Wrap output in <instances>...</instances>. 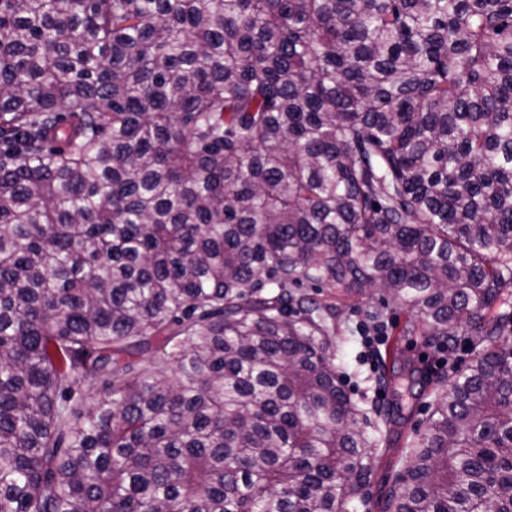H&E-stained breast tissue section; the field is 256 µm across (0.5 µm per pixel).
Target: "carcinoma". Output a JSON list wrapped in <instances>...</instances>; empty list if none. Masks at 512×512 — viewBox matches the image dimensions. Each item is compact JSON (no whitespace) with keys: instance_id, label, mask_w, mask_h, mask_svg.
Here are the masks:
<instances>
[{"instance_id":"1","label":"carcinoma","mask_w":512,"mask_h":512,"mask_svg":"<svg viewBox=\"0 0 512 512\" xmlns=\"http://www.w3.org/2000/svg\"><path fill=\"white\" fill-rule=\"evenodd\" d=\"M320 288L482 345L378 512H512V0H0V512H370Z\"/></svg>"}]
</instances>
